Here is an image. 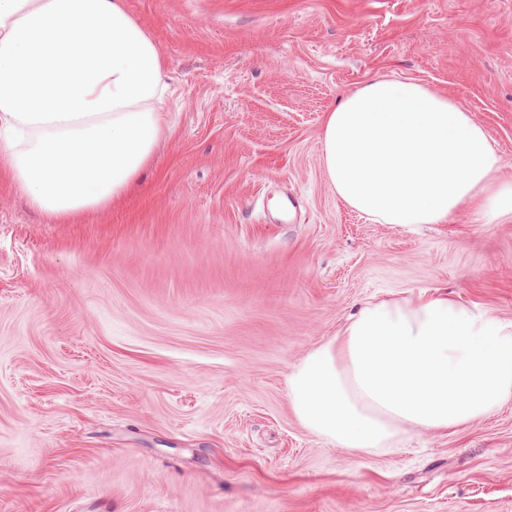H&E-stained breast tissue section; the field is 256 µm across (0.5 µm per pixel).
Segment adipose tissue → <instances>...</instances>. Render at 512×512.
I'll return each instance as SVG.
<instances>
[{
  "label": "adipose tissue",
  "mask_w": 512,
  "mask_h": 512,
  "mask_svg": "<svg viewBox=\"0 0 512 512\" xmlns=\"http://www.w3.org/2000/svg\"><path fill=\"white\" fill-rule=\"evenodd\" d=\"M168 77L126 0H0V179L56 223L111 207L153 160ZM322 139L332 186L371 219L512 218L484 128L415 81L372 78ZM288 396L303 427L354 453L456 430L512 399V321L440 288L364 303L296 364Z\"/></svg>",
  "instance_id": "obj_1"
}]
</instances>
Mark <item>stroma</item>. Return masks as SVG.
Segmentation results:
<instances>
[{
  "mask_svg": "<svg viewBox=\"0 0 512 512\" xmlns=\"http://www.w3.org/2000/svg\"><path fill=\"white\" fill-rule=\"evenodd\" d=\"M127 2L171 76L139 184L50 224L0 180V512H512V401L358 454L288 398L362 303L444 288L512 321V221L375 222L322 159L384 75L470 112L512 179V0Z\"/></svg>",
  "mask_w": 512,
  "mask_h": 512,
  "instance_id": "35a3bbf8",
  "label": "stroma"
}]
</instances>
